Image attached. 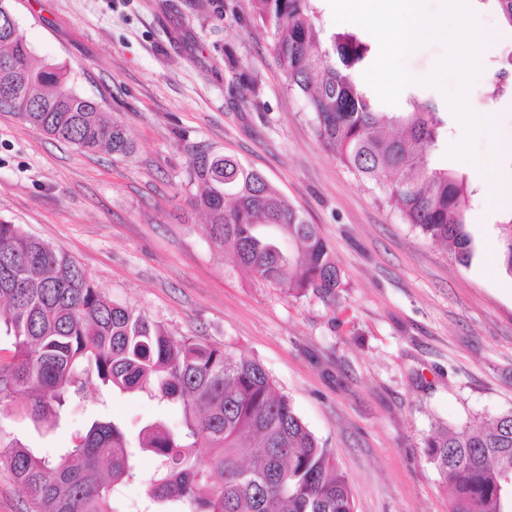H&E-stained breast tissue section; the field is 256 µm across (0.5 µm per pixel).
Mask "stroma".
<instances>
[{
    "label": "stroma",
    "instance_id": "1",
    "mask_svg": "<svg viewBox=\"0 0 512 512\" xmlns=\"http://www.w3.org/2000/svg\"><path fill=\"white\" fill-rule=\"evenodd\" d=\"M11 4L34 62L64 65L80 95L126 125L135 149L84 153L0 112V222L64 250L111 300L171 335L259 361L333 449L355 512H448L450 495L423 454L427 435L512 410V278L498 268L496 230L512 211V97L486 96L512 59V27L494 0H468L480 29L497 37L467 95L470 109L490 104L494 129L477 135L476 161L446 148L429 158L479 190L468 218L484 233L468 268L319 141L249 0ZM445 54L439 41L413 51L406 66L416 82L403 94L438 102L453 145L464 127L444 93L422 83ZM190 143L237 156L318 225L342 272L336 296H289L212 242L184 182ZM103 408L133 433L145 420L181 419L179 408L138 394L101 404L91 386L55 433L38 435L10 414L0 431L54 447Z\"/></svg>",
    "mask_w": 512,
    "mask_h": 512
}]
</instances>
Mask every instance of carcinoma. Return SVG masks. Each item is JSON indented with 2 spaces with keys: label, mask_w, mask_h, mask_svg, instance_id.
I'll return each instance as SVG.
<instances>
[{
  "label": "carcinoma",
  "mask_w": 512,
  "mask_h": 512,
  "mask_svg": "<svg viewBox=\"0 0 512 512\" xmlns=\"http://www.w3.org/2000/svg\"><path fill=\"white\" fill-rule=\"evenodd\" d=\"M271 33L288 90L302 97L320 141L421 235L448 246L465 268L476 257L467 178L426 157L445 140L432 99L382 112L356 78L369 46L334 33L321 47L320 0H250ZM497 72L489 97L507 93ZM0 112L86 153L129 156L125 125L109 122L76 93L55 64L36 66L19 27L0 29ZM187 184L208 216L209 235L257 279L290 296L327 297L341 271L316 225L266 178L233 155L187 147ZM499 229V263L512 277V212ZM0 412L11 409L39 433L59 426L67 400L95 382L109 393H145L182 412L180 426L142 425L131 446L124 425L91 417L68 443L44 454L0 435V468L28 497V512H122L123 488L145 487L140 512H354L334 452L321 446L261 364L200 338L170 335L112 302L70 255L0 223ZM24 396L18 406L15 400ZM427 461L452 491L449 512H512V410L480 426H440L424 444ZM155 466L144 473L139 458ZM207 461L200 467V461Z\"/></svg>",
  "instance_id": "cac0c4a2"
}]
</instances>
